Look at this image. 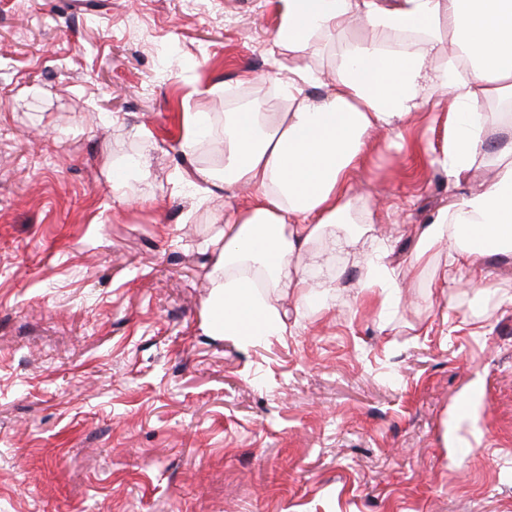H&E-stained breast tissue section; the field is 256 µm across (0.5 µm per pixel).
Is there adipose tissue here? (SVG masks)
I'll return each mask as SVG.
<instances>
[{
  "instance_id": "ef3b65f1",
  "label": "adipose tissue",
  "mask_w": 512,
  "mask_h": 512,
  "mask_svg": "<svg viewBox=\"0 0 512 512\" xmlns=\"http://www.w3.org/2000/svg\"><path fill=\"white\" fill-rule=\"evenodd\" d=\"M282 12L276 45L301 54L317 37H329L339 48L338 69L322 96L304 92L321 82L319 73L297 70L283 85L280 111L225 113L223 168L190 176L202 202L234 185L253 190L240 208L212 219L207 331L281 334L286 312L278 295L306 301L313 290L307 267L364 240L360 290L379 286L389 306L405 303L399 275L374 236L373 209L352 218L350 177L372 132L400 129L434 100L454 107L441 143L449 174L492 164L496 176L423 225L411 269L423 275L444 244L440 287L463 279L480 287L485 256L512 259V145L487 148L491 133L512 137V119L481 109L490 99L512 101V0H282ZM351 17L376 41L343 42L341 26ZM447 33L456 53L439 65Z\"/></svg>"
}]
</instances>
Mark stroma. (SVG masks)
<instances>
[{
    "instance_id": "stroma-1",
    "label": "stroma",
    "mask_w": 512,
    "mask_h": 512,
    "mask_svg": "<svg viewBox=\"0 0 512 512\" xmlns=\"http://www.w3.org/2000/svg\"><path fill=\"white\" fill-rule=\"evenodd\" d=\"M279 0H0V512H512V261L487 292L409 273L421 225L477 184L438 161L449 102L376 133L351 180L400 286L330 254L324 310L244 346L210 335L212 214L183 171V113L337 65L274 47ZM151 158L126 171L127 154ZM126 184L132 197L112 193Z\"/></svg>"
}]
</instances>
